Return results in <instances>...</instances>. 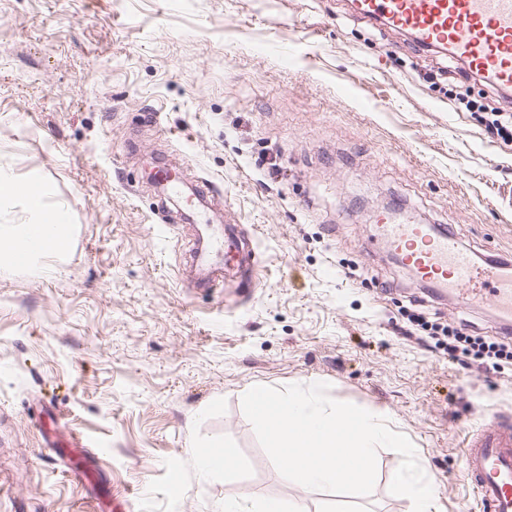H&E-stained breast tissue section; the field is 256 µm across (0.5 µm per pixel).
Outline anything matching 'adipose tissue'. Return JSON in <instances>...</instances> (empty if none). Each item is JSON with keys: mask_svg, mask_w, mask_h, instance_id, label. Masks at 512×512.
Instances as JSON below:
<instances>
[{"mask_svg": "<svg viewBox=\"0 0 512 512\" xmlns=\"http://www.w3.org/2000/svg\"><path fill=\"white\" fill-rule=\"evenodd\" d=\"M22 200L34 213L30 224L0 225V277L23 271L41 276L68 254L71 227L61 221V210L46 211L38 180L18 182L0 171V206Z\"/></svg>", "mask_w": 512, "mask_h": 512, "instance_id": "obj_1", "label": "adipose tissue"}]
</instances>
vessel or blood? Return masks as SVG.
<instances>
[{
    "mask_svg": "<svg viewBox=\"0 0 512 512\" xmlns=\"http://www.w3.org/2000/svg\"><path fill=\"white\" fill-rule=\"evenodd\" d=\"M364 18L410 34L421 48L436 47L465 61L495 87H512V0H357ZM385 248L403 254L419 277L454 296L460 307L492 306L512 322V263H477L455 232L438 235L412 221L381 222ZM240 250L235 240L198 251L211 270L210 288L224 282L225 262ZM462 472L478 512H512V415L495 413L490 427L477 429L462 452Z\"/></svg>",
    "mask_w": 512,
    "mask_h": 512,
    "instance_id": "obj_1",
    "label": "vessel or blood"
}]
</instances>
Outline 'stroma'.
Returning a JSON list of instances; mask_svg holds the SVG:
<instances>
[{
    "label": "stroma",
    "instance_id": "1",
    "mask_svg": "<svg viewBox=\"0 0 512 512\" xmlns=\"http://www.w3.org/2000/svg\"><path fill=\"white\" fill-rule=\"evenodd\" d=\"M412 45L348 0H0V167L38 176L72 226L49 274L0 277V512H105L113 491L134 512L298 496L311 512H409L387 448L363 497L302 494L277 471L242 397L315 382L391 418L441 512L471 506L462 442L512 412V369L405 334L426 284L377 220L396 201L475 257L512 260V142L424 80L438 57ZM156 160L214 182L218 205L180 221L144 177ZM228 224L257 278L235 267L187 294L186 243ZM423 312L500 334L488 306L437 296ZM52 430L84 449L53 461ZM214 443L238 464L201 474Z\"/></svg>",
    "mask_w": 512,
    "mask_h": 512
}]
</instances>
